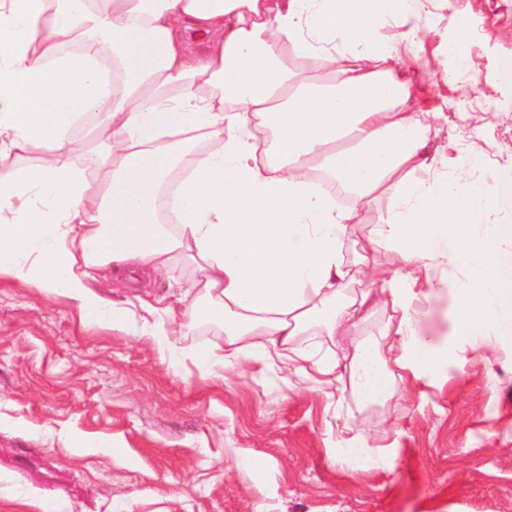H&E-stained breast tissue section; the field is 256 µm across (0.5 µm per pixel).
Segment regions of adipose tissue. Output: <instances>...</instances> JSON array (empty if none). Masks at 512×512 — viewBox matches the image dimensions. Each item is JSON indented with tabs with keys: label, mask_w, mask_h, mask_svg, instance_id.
Segmentation results:
<instances>
[{
	"label": "adipose tissue",
	"mask_w": 512,
	"mask_h": 512,
	"mask_svg": "<svg viewBox=\"0 0 512 512\" xmlns=\"http://www.w3.org/2000/svg\"><path fill=\"white\" fill-rule=\"evenodd\" d=\"M421 0H0V279L75 301L82 322L153 337L171 363L179 337L219 326L206 368L280 362L322 385L347 367L364 401L391 367L428 377L443 349L458 365L477 340H512V226L481 215L512 197L435 172V112L419 73L399 65L387 26L413 39ZM121 62L103 75V54ZM98 144L75 155L76 125ZM274 134L273 150L259 135ZM204 132L209 147L194 146ZM41 154L40 164L25 158ZM350 191L337 207L316 186ZM175 182L177 223H158V189ZM385 205L350 265L343 239L361 211ZM405 267L370 261L378 249ZM193 267L178 307L145 314L94 290L108 269L127 280ZM449 264L455 286L433 270ZM371 287L349 295L345 284ZM451 293L453 332L428 334V301ZM390 311L348 364L300 344L310 326L336 338L357 314Z\"/></svg>",
	"instance_id": "ef3b65f1"
}]
</instances>
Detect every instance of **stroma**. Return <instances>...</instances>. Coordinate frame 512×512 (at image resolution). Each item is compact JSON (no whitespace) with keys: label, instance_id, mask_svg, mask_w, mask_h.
Listing matches in <instances>:
<instances>
[{"label":"stroma","instance_id":"stroma-1","mask_svg":"<svg viewBox=\"0 0 512 512\" xmlns=\"http://www.w3.org/2000/svg\"><path fill=\"white\" fill-rule=\"evenodd\" d=\"M418 65L441 112L432 147L479 156L448 177L512 184V0H426ZM472 31L468 66L452 56ZM455 79H448V71ZM481 92H473L472 83ZM486 114L475 128L472 114ZM352 431H342L343 421ZM108 441L79 453L73 439ZM361 454L343 458L341 447ZM512 512V342L464 369L362 401L243 361L225 379L171 367L147 336L82 325L74 301L0 279V512Z\"/></svg>","mask_w":512,"mask_h":512}]
</instances>
